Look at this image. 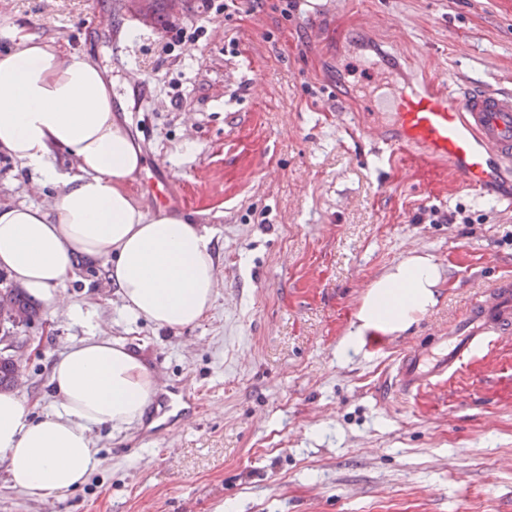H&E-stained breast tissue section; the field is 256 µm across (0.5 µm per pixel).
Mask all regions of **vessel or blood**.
<instances>
[{"label": "vessel or blood", "mask_w": 512, "mask_h": 512, "mask_svg": "<svg viewBox=\"0 0 512 512\" xmlns=\"http://www.w3.org/2000/svg\"><path fill=\"white\" fill-rule=\"evenodd\" d=\"M372 137L389 149V162L421 155L448 169L465 187L485 191L512 173V90L485 84L427 82L399 97L392 122L376 123ZM144 189L160 204L174 201L168 180L151 175ZM512 335V280L486 288L435 343L412 348L394 363L390 393L414 397L456 377L479 354ZM170 423L179 425L200 408L186 387L161 393Z\"/></svg>", "instance_id": "vessel-or-blood-1"}]
</instances>
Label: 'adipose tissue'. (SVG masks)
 I'll return each mask as SVG.
<instances>
[{
    "label": "adipose tissue",
    "mask_w": 512,
    "mask_h": 512,
    "mask_svg": "<svg viewBox=\"0 0 512 512\" xmlns=\"http://www.w3.org/2000/svg\"><path fill=\"white\" fill-rule=\"evenodd\" d=\"M0 150L62 190L48 205H0V269L35 299L65 300L78 257L106 260L124 309L156 327L180 330L211 310L217 280L206 227L144 211L127 189L143 164L140 148L112 119V87L85 55L26 29L0 31ZM66 150L76 165L52 164ZM441 267L406 257L372 281L342 342L407 331L438 302ZM89 334L54 362L51 412L33 418L20 393H0V463L13 488L52 500L85 484L101 464L92 431L139 420L157 388L149 366L125 343Z\"/></svg>",
    "instance_id": "ef3b65f1"
}]
</instances>
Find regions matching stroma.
I'll return each mask as SVG.
<instances>
[{"mask_svg":"<svg viewBox=\"0 0 512 512\" xmlns=\"http://www.w3.org/2000/svg\"><path fill=\"white\" fill-rule=\"evenodd\" d=\"M186 2L129 41L124 0H0V28H27L101 69L145 169L187 200L171 214L211 229L216 255V300L197 325L131 319L102 262L86 261L67 305L40 306L16 329L20 390L40 411L54 406L53 361L87 334L74 308L203 403L184 427L96 430L100 468L51 507L512 512V338L420 396L382 394L401 352L512 278V189L461 188L415 156L390 171L365 125L394 107L362 94L366 65L389 70L392 101L428 76L512 89V0H237L227 13ZM361 20L374 24L366 43ZM46 196L0 151L1 204ZM434 206L472 221L429 223ZM414 253L445 270L438 305L405 333L340 352L369 284Z\"/></svg>","mask_w":512,"mask_h":512,"instance_id":"obj_1","label":"stroma"}]
</instances>
